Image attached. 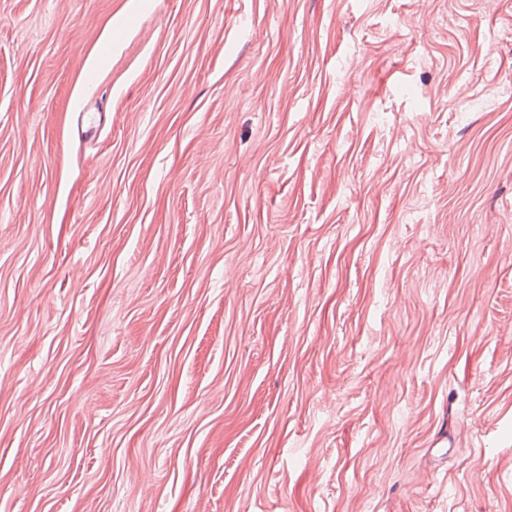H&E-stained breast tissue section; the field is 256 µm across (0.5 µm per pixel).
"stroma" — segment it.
Listing matches in <instances>:
<instances>
[{
	"label": "stroma",
	"mask_w": 512,
	"mask_h": 512,
	"mask_svg": "<svg viewBox=\"0 0 512 512\" xmlns=\"http://www.w3.org/2000/svg\"><path fill=\"white\" fill-rule=\"evenodd\" d=\"M510 82L512 0H0V512H512Z\"/></svg>",
	"instance_id": "obj_1"
}]
</instances>
